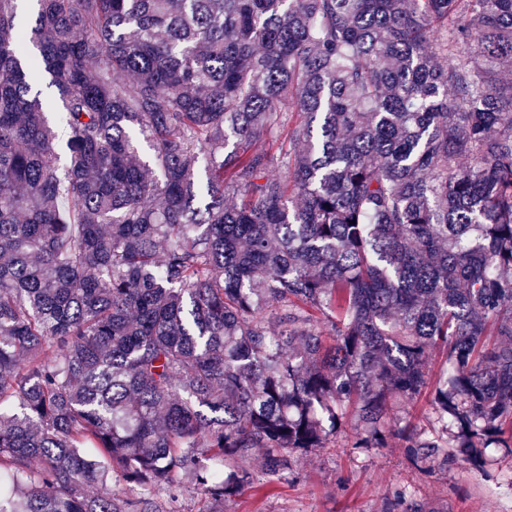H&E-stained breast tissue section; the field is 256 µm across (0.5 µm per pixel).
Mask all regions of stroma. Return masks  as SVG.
<instances>
[{
  "instance_id": "stroma-1",
  "label": "stroma",
  "mask_w": 512,
  "mask_h": 512,
  "mask_svg": "<svg viewBox=\"0 0 512 512\" xmlns=\"http://www.w3.org/2000/svg\"><path fill=\"white\" fill-rule=\"evenodd\" d=\"M288 479L268 481L224 506L189 491L156 490L159 512H389L403 494L408 512H512V454L486 451L476 468L453 462L426 474L399 443L386 448H318L295 457Z\"/></svg>"
}]
</instances>
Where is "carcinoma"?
<instances>
[{
  "mask_svg": "<svg viewBox=\"0 0 512 512\" xmlns=\"http://www.w3.org/2000/svg\"><path fill=\"white\" fill-rule=\"evenodd\" d=\"M34 2L0 0V512L512 452V0Z\"/></svg>",
  "mask_w": 512,
  "mask_h": 512,
  "instance_id": "1",
  "label": "carcinoma"
}]
</instances>
